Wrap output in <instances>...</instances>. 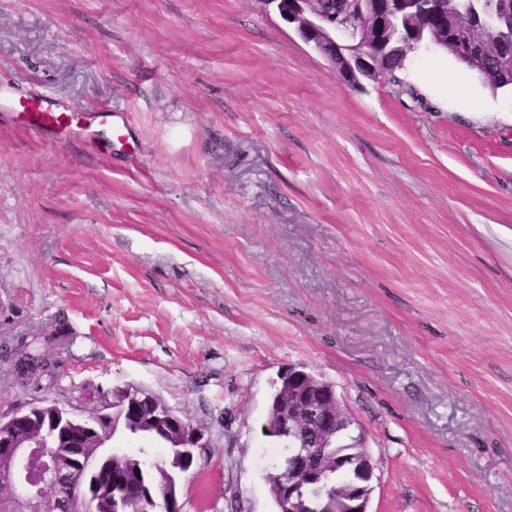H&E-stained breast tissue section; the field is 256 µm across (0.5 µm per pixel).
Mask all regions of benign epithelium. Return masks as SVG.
<instances>
[{
    "instance_id": "1",
    "label": "benign epithelium",
    "mask_w": 512,
    "mask_h": 512,
    "mask_svg": "<svg viewBox=\"0 0 512 512\" xmlns=\"http://www.w3.org/2000/svg\"><path fill=\"white\" fill-rule=\"evenodd\" d=\"M275 5L281 18L301 40L326 58L337 79L353 85L360 78L382 74V52L365 51L361 41L380 48L397 31L399 15L417 21L415 29L439 34L434 45L454 44L464 59L475 61L499 78L512 76V59L491 48L503 41L502 2L483 0L482 11L462 8L458 0H261ZM282 378L288 393L279 397L270 434L293 445L279 461L283 480L279 512H303V491L321 478L325 468L354 470L372 485L373 457L361 453L332 456L328 448L354 424L333 389L317 383L306 367L288 370ZM151 411L152 428L168 438V447L181 449L184 463L194 461V450L206 448V429L186 420L183 412L164 398L133 386L115 389V395L97 394L76 406L43 399L0 417V512H95L89 488L73 483L72 465L96 470L98 457L112 447V419L118 413ZM154 496L167 512H184L180 485L160 484Z\"/></svg>"
}]
</instances>
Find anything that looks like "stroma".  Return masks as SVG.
Returning a JSON list of instances; mask_svg holds the SVG:
<instances>
[{
    "instance_id": "stroma-1",
    "label": "stroma",
    "mask_w": 512,
    "mask_h": 512,
    "mask_svg": "<svg viewBox=\"0 0 512 512\" xmlns=\"http://www.w3.org/2000/svg\"><path fill=\"white\" fill-rule=\"evenodd\" d=\"M397 76L339 83L262 0H0V84L130 136L0 114V339L74 334L54 380L0 370V414L141 387L212 438L186 512H276L302 364L363 431L369 512H512V91L436 47Z\"/></svg>"
}]
</instances>
